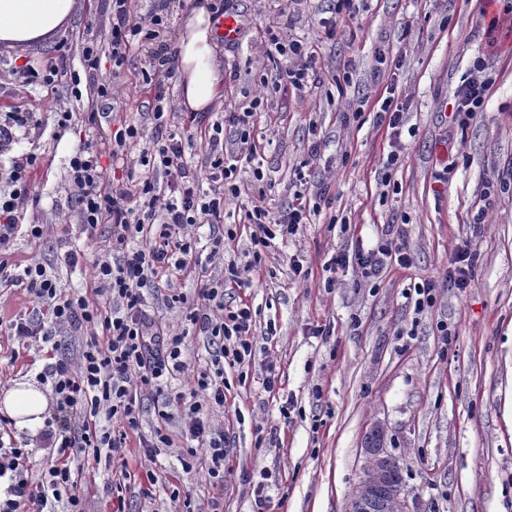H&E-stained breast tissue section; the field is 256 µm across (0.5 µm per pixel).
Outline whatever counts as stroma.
I'll return each mask as SVG.
<instances>
[{
    "label": "stroma",
    "instance_id": "obj_1",
    "mask_svg": "<svg viewBox=\"0 0 512 512\" xmlns=\"http://www.w3.org/2000/svg\"><path fill=\"white\" fill-rule=\"evenodd\" d=\"M484 3L363 0L348 31L331 38L321 25L327 0H300L286 18L276 0H234L240 34L235 48L219 49L224 103L211 115L262 101L253 134L262 146L272 217L301 191L295 175L301 165L322 175L328 190L310 198L320 206L319 222L274 240L252 288L226 291L227 299L243 295L251 302L258 342L249 368L224 370L231 469L224 512H256L245 483L252 475L264 478L269 512H348L366 462L365 437L374 429L383 431L401 467L413 512H512V191H490L512 162V36L488 47ZM269 26L315 49L303 93L261 84L274 66L266 54ZM111 29V0H75L66 30L34 43L24 57L0 44V119L17 109L33 115L0 149V162L39 158L22 221L49 227L37 242L15 238L11 258L43 263L67 290L85 287L112 235L108 224L94 238L82 233L69 199V156L121 118L134 117L145 133L154 131L158 90L140 86L134 68H113ZM91 40L102 47L93 72L81 62L82 46ZM381 50L401 56L402 64L376 80ZM47 59L60 68L57 82L19 80L20 63ZM479 61L493 81L488 103L467 130L449 134L444 115ZM105 82L111 95L96 97ZM391 91L404 108L397 139L378 118V102ZM63 109L73 118L61 129L56 114ZM313 139L322 149L311 159L306 148ZM396 145L401 161L385 169ZM450 153L457 165L447 175L442 162ZM483 207L485 223H474ZM387 228L414 257L413 267L389 268L374 283L349 268L330 269L337 252L372 248ZM465 239L476 253L470 288L440 289L433 308L416 312L411 289L443 278L454 246ZM73 247L83 256L75 268L63 261ZM294 260L301 275L291 271ZM443 323L454 333L448 345L438 331ZM319 326L327 335H315ZM85 341L81 332L24 348L0 331V388L46 372L52 353L77 357ZM269 359L279 374L275 393L262 385ZM178 455L165 448L151 462L143 449H129L131 477L124 481L115 467L78 460L88 512H210L215 489L183 473ZM150 469L157 483L148 482Z\"/></svg>",
    "mask_w": 512,
    "mask_h": 512
}]
</instances>
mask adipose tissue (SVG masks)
<instances>
[{"instance_id": "ef3b65f1", "label": "adipose tissue", "mask_w": 512, "mask_h": 512, "mask_svg": "<svg viewBox=\"0 0 512 512\" xmlns=\"http://www.w3.org/2000/svg\"><path fill=\"white\" fill-rule=\"evenodd\" d=\"M74 0H0V42L24 53L33 43L54 37L68 24ZM215 22L206 0L182 13L176 28L175 72L178 102L192 112H208L224 97L217 61ZM49 400L37 381L15 382L0 394V409L17 430L38 436Z\"/></svg>"}]
</instances>
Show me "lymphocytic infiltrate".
Here are the masks:
<instances>
[{
	"label": "lymphocytic infiltrate",
	"mask_w": 512,
	"mask_h": 512,
	"mask_svg": "<svg viewBox=\"0 0 512 512\" xmlns=\"http://www.w3.org/2000/svg\"><path fill=\"white\" fill-rule=\"evenodd\" d=\"M167 27L168 16L162 8L135 21L130 0H112L113 65L122 67L137 51H150ZM268 43L270 57H282L283 63L262 75L261 83L302 91L315 62L313 51L306 43L282 39L273 31ZM483 71V65H476L456 93L452 122L458 129H467L484 110L490 81ZM260 106L256 99L235 113L232 132H225L219 120L206 125L207 152L199 167L186 157L183 133L167 132L170 115L160 93L154 98L152 115L162 134L153 138L151 146L140 148L144 131L129 120L118 123L104 141L83 146L70 158L69 191L84 233L94 234L102 224L112 227V249L98 259L94 275L97 292L107 294L112 303L108 309L85 296L61 292L42 263L34 261L20 269L12 263L8 246L18 233L33 241L45 234L44 225L19 224L31 196L29 174L37 159L29 156L0 171V282L24 286L44 310L40 317L21 315L12 320L11 335L25 343L48 340L53 331L90 332L79 362L61 356L50 366L59 461L34 484L26 475L24 450L0 448V478L10 480L0 512H57L62 502L67 505L66 512H86L71 469L72 458L81 455L109 463L132 446L149 455L172 447L164 425L174 420L179 422L186 443L181 459L184 472L203 470L213 487L223 488L227 474L224 432L215 425L213 412L224 406L225 367L240 368L250 362L255 339L252 307L243 300L232 307L226 305L224 287H251L250 275L260 271L263 253L272 240L296 235L312 215L309 204L298 197L273 220L262 205L263 195L241 194L235 160L242 157L254 165L259 150L252 131ZM105 154L113 163L127 167L126 183L109 191L101 187L100 158ZM253 175L256 181L264 179L262 169L255 165ZM229 203L237 204L245 221L259 229L252 237L249 260L241 265L229 262L224 279L203 283L195 303H186L180 294L171 297L172 302L186 304L185 319L193 332L214 345L211 366L193 374L186 391L173 397L171 409L159 410L161 427L144 435L139 416L145 398L160 393L164 380L184 372L186 363L182 359L184 334L170 332L149 314L143 290L178 276L196 261L195 229L214 226L208 238L209 255L223 257L224 240L233 237L234 231L220 232L216 226L223 223ZM332 262L339 268H357L361 279L370 282L389 267H410L413 258L385 233L375 248L341 251ZM472 263L471 243H457L443 280L426 279L416 287V311L433 307L440 286L460 291L469 288Z\"/></svg>",
	"instance_id": "1"
}]
</instances>
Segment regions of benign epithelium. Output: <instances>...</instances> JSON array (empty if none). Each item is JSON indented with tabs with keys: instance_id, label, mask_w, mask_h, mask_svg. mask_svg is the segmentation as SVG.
Returning a JSON list of instances; mask_svg holds the SVG:
<instances>
[{
	"instance_id": "1",
	"label": "benign epithelium",
	"mask_w": 512,
	"mask_h": 512,
	"mask_svg": "<svg viewBox=\"0 0 512 512\" xmlns=\"http://www.w3.org/2000/svg\"><path fill=\"white\" fill-rule=\"evenodd\" d=\"M367 466L349 512H411L403 490L393 485L392 455L383 441L364 448Z\"/></svg>"
}]
</instances>
